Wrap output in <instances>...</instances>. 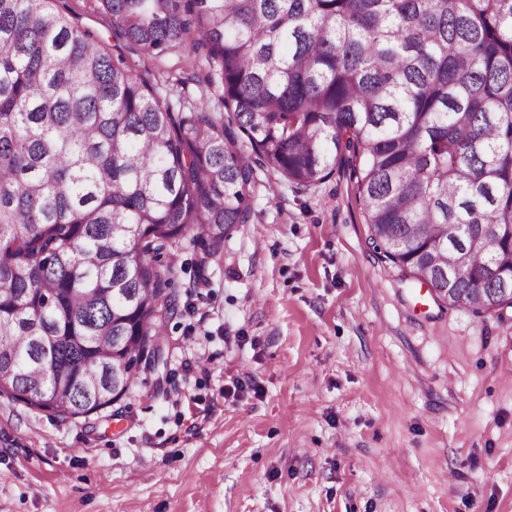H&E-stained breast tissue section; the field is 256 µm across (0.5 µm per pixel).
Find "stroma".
I'll return each instance as SVG.
<instances>
[{"label":"stroma","mask_w":512,"mask_h":512,"mask_svg":"<svg viewBox=\"0 0 512 512\" xmlns=\"http://www.w3.org/2000/svg\"><path fill=\"white\" fill-rule=\"evenodd\" d=\"M135 74L217 111L191 54ZM252 219L100 420L0 397V512H512V312L473 314L381 262L342 173L256 172Z\"/></svg>","instance_id":"35a3bbf8"}]
</instances>
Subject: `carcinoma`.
<instances>
[{
  "label": "carcinoma",
  "instance_id": "1",
  "mask_svg": "<svg viewBox=\"0 0 512 512\" xmlns=\"http://www.w3.org/2000/svg\"><path fill=\"white\" fill-rule=\"evenodd\" d=\"M179 108L66 0H0V397L101 416L163 361L173 249L251 219L256 170L340 171L378 257L451 308L512 309V0H96ZM230 118H224V114ZM122 48L126 61L134 73L148 80L162 96L168 97L176 106L181 100L185 104H203L211 112H222L213 88H207L191 80H183L184 84L178 81L180 78L190 77L193 73L201 74L204 70L202 61H195L192 54L185 52L180 59L173 56L144 59L135 46L123 43Z\"/></svg>",
  "mask_w": 512,
  "mask_h": 512
}]
</instances>
